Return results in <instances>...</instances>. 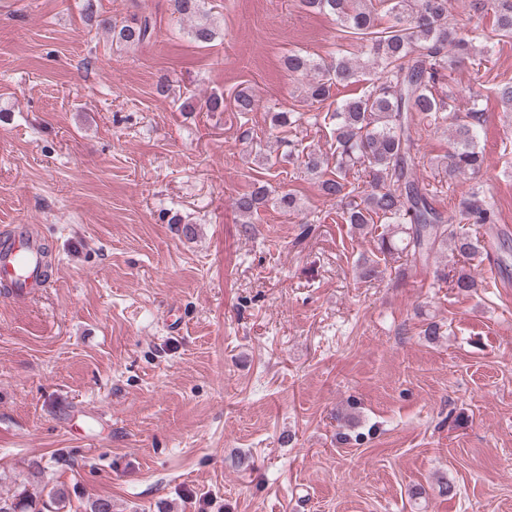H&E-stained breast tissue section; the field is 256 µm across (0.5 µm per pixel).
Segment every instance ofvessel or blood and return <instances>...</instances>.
<instances>
[{"mask_svg":"<svg viewBox=\"0 0 512 512\" xmlns=\"http://www.w3.org/2000/svg\"><path fill=\"white\" fill-rule=\"evenodd\" d=\"M41 268V242L20 225L12 234L0 238V284L24 290L34 285Z\"/></svg>","mask_w":512,"mask_h":512,"instance_id":"b4317fda","label":"vessel or blood"}]
</instances>
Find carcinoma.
I'll return each mask as SVG.
<instances>
[{
  "instance_id": "cac0c4a2",
  "label": "carcinoma",
  "mask_w": 512,
  "mask_h": 512,
  "mask_svg": "<svg viewBox=\"0 0 512 512\" xmlns=\"http://www.w3.org/2000/svg\"><path fill=\"white\" fill-rule=\"evenodd\" d=\"M173 12L190 22L189 35L207 44L216 37V24L202 8V0H170ZM312 11L335 17L341 31L360 42L363 58L358 61L342 53L326 65L308 55L292 53L284 59L288 73L302 82L304 97L323 103L335 90L358 81L370 72L373 78L362 94L346 98L332 112L303 113L294 110L271 113L274 128H292L303 123H323L332 127L334 168L314 149L290 140H280L285 150L276 162L297 161L306 173L316 176L322 197L344 204V221L370 237L375 252L398 264L395 279L400 282L407 264L427 263L442 249L468 261L488 252L490 244L478 236L460 231L462 224H495L494 203L478 190H471L457 205L441 211L433 206L431 191L416 176L421 155L412 132L422 122L438 129L446 127L452 138L448 161L443 168L449 177L475 174L485 161L479 145L482 125L478 100L461 109L448 96L439 94L438 85L446 72L466 60L488 52L477 51L484 34L460 24L452 14L451 0H302ZM497 40L512 38V0H491ZM392 23L382 27L379 14ZM101 24L112 29L113 37L128 48H138L156 35L157 18L143 8L130 13L121 24L110 19ZM237 111L254 110L255 94L242 89L234 97ZM360 167L367 175V186L359 191L348 181L349 171ZM285 213L302 211L292 192L271 197L267 182L258 180L252 190L240 195L235 207L251 223L252 217L268 203ZM386 227L379 228L376 220ZM362 279L379 274L378 261L368 255L357 261ZM437 280H452L460 292L476 291L475 277L463 269L449 274L436 272ZM72 491L62 485L49 492V500L37 512H66ZM32 507L26 491L0 495V512H27Z\"/></svg>"
}]
</instances>
